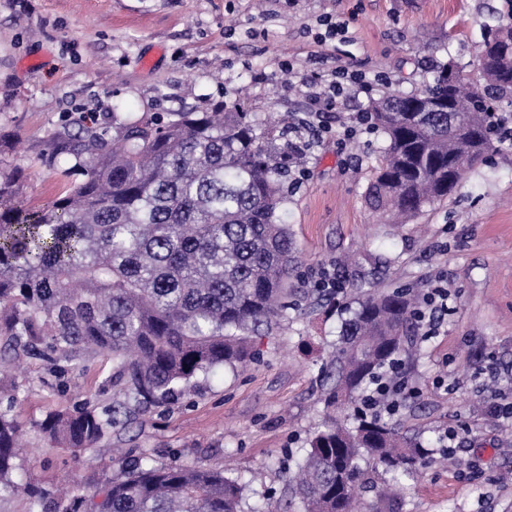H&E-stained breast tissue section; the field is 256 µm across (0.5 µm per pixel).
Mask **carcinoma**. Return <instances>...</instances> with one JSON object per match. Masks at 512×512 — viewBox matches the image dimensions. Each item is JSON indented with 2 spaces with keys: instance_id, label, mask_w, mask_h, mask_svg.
Masks as SVG:
<instances>
[{
  "instance_id": "obj_1",
  "label": "carcinoma",
  "mask_w": 512,
  "mask_h": 512,
  "mask_svg": "<svg viewBox=\"0 0 512 512\" xmlns=\"http://www.w3.org/2000/svg\"><path fill=\"white\" fill-rule=\"evenodd\" d=\"M479 79L442 83L445 64L421 90L370 102L384 137L366 202L396 220L452 196L448 158L468 175L487 161L496 112ZM452 111L434 112L441 98ZM290 122L219 106L175 112L165 123L117 127V146L86 128L56 136L83 179L38 209L22 204L0 170V335L57 365L88 350L112 354L126 396L162 399L201 373L250 360L249 336L288 319V278L297 249L277 211L293 155L281 144ZM418 325L408 293L367 291L344 319L330 361L329 408L348 410L310 441L285 472L290 509L354 512L363 462L398 480L427 455L422 443L360 410L365 392L397 382ZM120 408L52 414L44 437L89 448L120 424ZM19 428L0 412V496L22 489L14 460ZM243 485L216 470L158 466L143 456L92 495L59 498L51 512H242Z\"/></svg>"
}]
</instances>
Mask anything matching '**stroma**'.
Segmentation results:
<instances>
[{
    "mask_svg": "<svg viewBox=\"0 0 512 512\" xmlns=\"http://www.w3.org/2000/svg\"><path fill=\"white\" fill-rule=\"evenodd\" d=\"M504 0H0V166L18 178L19 198L37 208L78 183L52 158L58 133L111 130L130 116L168 118L209 110L266 118L304 117L308 84L338 66L372 74L336 111L333 129L367 110L370 98L424 87L452 60L477 77L475 54L486 27L501 22ZM345 22L344 39L317 43L323 16ZM294 64L283 80L281 61ZM381 133L339 148L334 138L307 154L310 178L288 192L279 215L300 256L301 279L287 321L253 336L257 360L243 373L215 368L142 408L100 449L73 452L44 440L53 412L102 409L123 400L111 354L88 352L52 366L9 351L0 410L26 431L17 460L24 484L53 502L116 477L120 463L149 456L242 477L245 512H268L287 498L284 472L328 420L327 361L340 311L360 290L403 286L420 295L445 276L451 308L441 334L414 342L406 375L418 390L387 421L419 437L431 453L418 476L400 481L383 505V472L360 493L369 512H512V421L498 417L512 398V139L462 181L448 201L406 224H384L365 203ZM344 284L318 297L320 267ZM462 425L453 459L439 438ZM123 460V461H124Z\"/></svg>",
    "mask_w": 512,
    "mask_h": 512,
    "instance_id": "stroma-1",
    "label": "stroma"
}]
</instances>
